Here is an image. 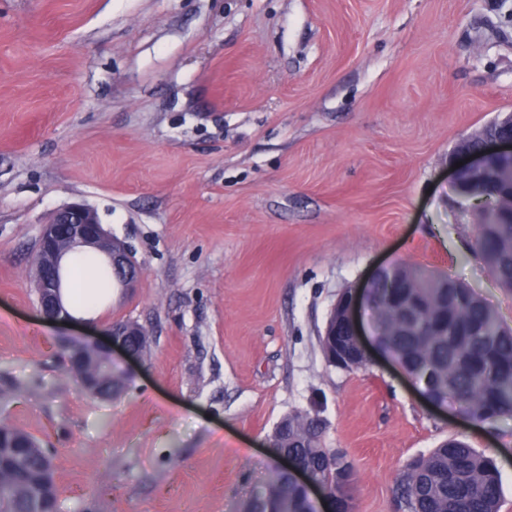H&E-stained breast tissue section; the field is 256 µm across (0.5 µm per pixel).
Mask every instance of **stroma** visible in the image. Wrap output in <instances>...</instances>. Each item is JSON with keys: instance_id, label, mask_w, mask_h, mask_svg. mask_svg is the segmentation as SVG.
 <instances>
[{"instance_id": "35a3bbf8", "label": "stroma", "mask_w": 512, "mask_h": 512, "mask_svg": "<svg viewBox=\"0 0 512 512\" xmlns=\"http://www.w3.org/2000/svg\"><path fill=\"white\" fill-rule=\"evenodd\" d=\"M512 112V0H0V422L52 455L62 512H234L286 415L356 467L350 512H401L406 464L458 436L500 472L512 418L429 404L378 350L320 336L347 287L407 264L512 327L451 189L458 145ZM93 207L142 266L99 317L42 316L41 224ZM134 319L140 358L108 330ZM111 348L87 395L60 341Z\"/></svg>"}]
</instances>
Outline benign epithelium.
<instances>
[{"label": "benign epithelium", "mask_w": 512, "mask_h": 512, "mask_svg": "<svg viewBox=\"0 0 512 512\" xmlns=\"http://www.w3.org/2000/svg\"><path fill=\"white\" fill-rule=\"evenodd\" d=\"M490 126L493 133L481 132L458 146L457 152L474 158L472 163L460 166L454 172L453 188L458 193L462 192L464 177L487 172L490 160L512 155V113L494 120ZM79 247H90L104 254L116 272L119 287L126 290L135 288L141 279L142 268L131 250L112 237L101 224L97 212L84 203H69L57 209L51 219L41 225L36 244L34 291L41 313L50 320H72L63 303L59 272L63 258ZM364 305H370V291L361 294L355 289L345 288L338 295L327 320L324 336L331 347L329 357L341 369H360L367 365L369 348L363 339L364 326L358 316L360 307ZM141 335V325L129 319L114 323L110 328L112 343L132 354L138 351L132 344V337ZM62 350L64 355L72 353L83 363L100 355L110 357L109 352L92 344L66 343ZM281 459L286 463L284 470L293 476L306 494L319 488L324 496L332 497L328 487L293 457L283 453Z\"/></svg>", "instance_id": "7a95c632"}]
</instances>
